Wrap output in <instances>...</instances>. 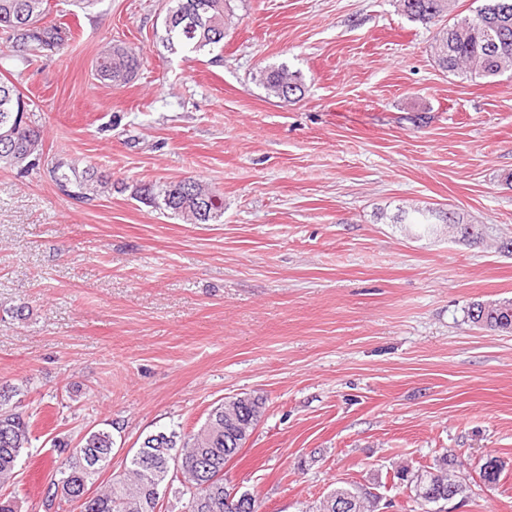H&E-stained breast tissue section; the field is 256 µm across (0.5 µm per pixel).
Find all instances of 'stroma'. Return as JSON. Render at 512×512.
Segmentation results:
<instances>
[{
  "mask_svg": "<svg viewBox=\"0 0 512 512\" xmlns=\"http://www.w3.org/2000/svg\"><path fill=\"white\" fill-rule=\"evenodd\" d=\"M166 4L48 0L59 45L0 63L48 157L112 183L84 200L0 169V383L35 419L17 490L51 482L53 439L111 431L103 483L146 436L251 393L265 412L224 476L259 512L376 477L387 512H424L393 475L445 455L465 487L449 512H512V333L467 316L512 299V72H443L399 0H231L219 56L167 51ZM116 44L143 55L120 86L94 72ZM281 65L301 97L253 82ZM183 178L223 195L219 223L134 195ZM414 207L479 237L398 223Z\"/></svg>",
  "mask_w": 512,
  "mask_h": 512,
  "instance_id": "1",
  "label": "stroma"
}]
</instances>
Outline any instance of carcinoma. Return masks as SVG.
Returning <instances> with one entry per match:
<instances>
[{
  "instance_id": "obj_1",
  "label": "carcinoma",
  "mask_w": 512,
  "mask_h": 512,
  "mask_svg": "<svg viewBox=\"0 0 512 512\" xmlns=\"http://www.w3.org/2000/svg\"><path fill=\"white\" fill-rule=\"evenodd\" d=\"M512 0H483L472 14L455 19L438 31L433 53L439 67L448 74L474 82L494 79L512 71V8L503 12V3ZM47 0H0V34L12 48V58L30 65L41 49L61 41L55 26L42 25ZM403 13L426 26H436L453 14L455 0H400ZM231 0H169L164 19L163 41L170 51L197 54L224 49V29L232 24ZM141 65L140 54L114 46L103 52L96 63V75L113 84L130 81ZM254 81L268 94L285 100L304 92L301 74L288 66L262 68ZM34 102L24 96L11 81L0 80V168L20 172L34 170L45 161L44 139L35 126ZM58 188L68 196L87 199L108 188L109 177L88 166L77 172L62 160L49 170ZM142 202L179 216L190 224H211L224 215L223 198L202 182L188 178L136 190ZM401 220L428 232L434 224L461 223L453 210H416ZM483 309L484 327H512V299L478 302ZM20 387L0 388V512H22L23 499L9 490L23 454L32 445L33 421L19 411L11 400ZM264 411V400L250 395L235 398L212 408L204 423L189 433L172 429L164 440L149 435L140 448L126 456L124 469L98 486L82 512H161L155 491H174L188 512H224V463L239 453H226V444L245 443ZM112 432L90 430L77 446L54 441L53 447L68 450L58 466L59 479L48 484L42 506L50 512L62 510V504L76 500L80 489L93 484L112 461ZM179 454L180 469L168 467L165 451ZM409 485L414 501L425 494L448 493L459 486L454 459L446 456L428 469L410 470L404 466L394 474ZM351 498L353 512H376V495L361 482L344 483L332 489L320 502L319 512H336V501Z\"/></svg>"
}]
</instances>
